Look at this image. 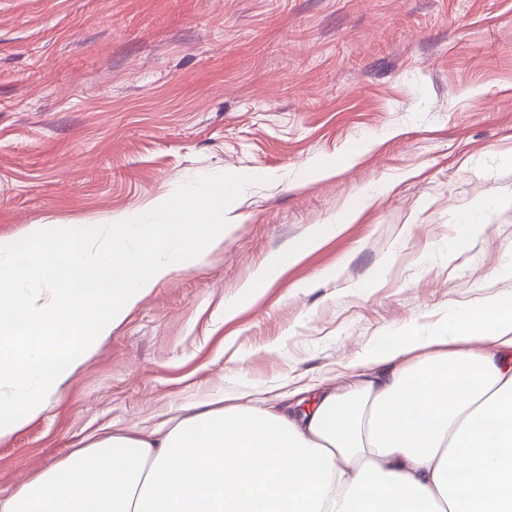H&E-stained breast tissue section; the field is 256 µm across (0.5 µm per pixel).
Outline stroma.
<instances>
[{
    "label": "stroma",
    "instance_id": "35a3bbf8",
    "mask_svg": "<svg viewBox=\"0 0 512 512\" xmlns=\"http://www.w3.org/2000/svg\"><path fill=\"white\" fill-rule=\"evenodd\" d=\"M214 173L254 179L223 245L0 440V497L98 428L220 394L284 406L377 336L512 295V0H0V238L108 224ZM339 225L324 224L308 237L288 249L285 255H276L256 275L254 281L243 289V299L252 300L266 284L275 280L284 270L285 266L297 260L307 251L320 247L327 238L336 234Z\"/></svg>",
    "mask_w": 512,
    "mask_h": 512
}]
</instances>
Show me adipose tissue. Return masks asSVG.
Segmentation results:
<instances>
[{"label": "adipose tissue", "mask_w": 512, "mask_h": 512, "mask_svg": "<svg viewBox=\"0 0 512 512\" xmlns=\"http://www.w3.org/2000/svg\"><path fill=\"white\" fill-rule=\"evenodd\" d=\"M336 230L272 257L244 299ZM0 512H512V297L381 337L300 413L218 398L96 435Z\"/></svg>", "instance_id": "obj_1"}]
</instances>
